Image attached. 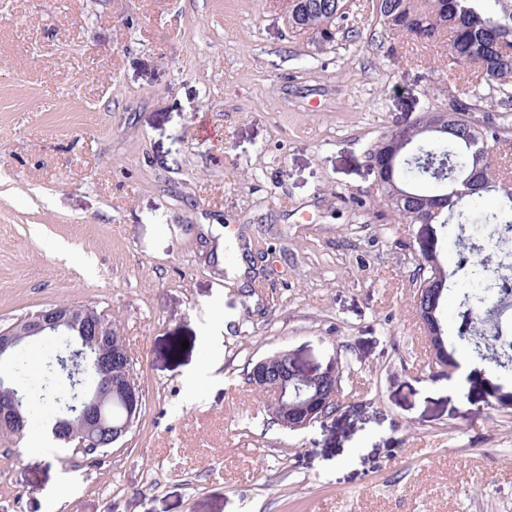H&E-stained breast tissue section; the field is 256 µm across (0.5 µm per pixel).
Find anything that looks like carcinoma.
<instances>
[{
  "mask_svg": "<svg viewBox=\"0 0 512 512\" xmlns=\"http://www.w3.org/2000/svg\"><path fill=\"white\" fill-rule=\"evenodd\" d=\"M311 5L309 24L322 37L329 35L323 28L328 15L324 5L328 0H307ZM378 12L384 26L402 33L422 44H434L442 35L441 25L448 30V80L458 72L476 69L484 78L498 84L503 94L512 98V0H429L417 6L415 0H378ZM505 126L494 122L469 124L448 134L417 132L416 127L400 130L379 141L370 152L378 161L393 139L404 143L393 167L383 173L385 182L406 189L421 197L414 203H394L389 209L402 224H421L427 216L421 205L427 203L441 210L434 216L426 247L421 251L423 266L416 276V288L430 284L441 289L439 313H444L450 288L448 271L443 263L432 264L440 258L441 239L448 225L457 226L454 250L448 263L454 271H463L472 288L460 294L458 318H468L469 338L460 339L459 350L448 352L445 366L456 365L455 353L473 352L491 368L506 375L512 374V342L503 338L500 297L495 291L500 279L499 270L505 267L500 258L503 246L512 242V180L496 191L484 189L453 195L457 183L470 176L477 166L473 143L485 146V170L491 169L492 155L504 142ZM485 228L482 237L467 234V225ZM96 352L88 350L78 374L83 384L96 380L92 365ZM44 388L52 399H66L69 379L54 369L52 362L44 365Z\"/></svg>",
  "mask_w": 512,
  "mask_h": 512,
  "instance_id": "cac0c4a2",
  "label": "carcinoma"
}]
</instances>
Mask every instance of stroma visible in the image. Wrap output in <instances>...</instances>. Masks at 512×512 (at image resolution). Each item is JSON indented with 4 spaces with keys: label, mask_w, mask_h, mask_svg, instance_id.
<instances>
[{
    "label": "stroma",
    "mask_w": 512,
    "mask_h": 512,
    "mask_svg": "<svg viewBox=\"0 0 512 512\" xmlns=\"http://www.w3.org/2000/svg\"><path fill=\"white\" fill-rule=\"evenodd\" d=\"M332 40L286 0H0V327L104 310L146 408L101 459L1 446L0 512H512V376L432 368L412 315L420 227L369 151L448 105L447 42L348 0ZM480 87L479 121L512 119ZM336 365L341 403L289 431L249 362ZM69 477L64 500L52 488Z\"/></svg>",
    "instance_id": "obj_1"
}]
</instances>
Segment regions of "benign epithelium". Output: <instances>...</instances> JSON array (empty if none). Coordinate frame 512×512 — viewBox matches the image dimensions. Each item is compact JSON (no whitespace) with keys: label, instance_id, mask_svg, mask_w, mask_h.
<instances>
[{"label":"benign epithelium","instance_id":"1","mask_svg":"<svg viewBox=\"0 0 512 512\" xmlns=\"http://www.w3.org/2000/svg\"><path fill=\"white\" fill-rule=\"evenodd\" d=\"M293 27L308 29L305 22L307 10L305 0H286ZM464 121L459 112H436L427 129L446 132ZM438 298L418 305L420 325L433 339L432 352L444 349L443 326L437 316ZM41 336H64L70 345L68 355L59 365L70 367L84 358L85 348H97L99 356L96 368L100 381L80 390L78 405H66L65 415L59 421L57 433L67 443L74 445V453H83L93 439L109 437L113 440L125 435L132 415L140 408L139 388L121 376L119 367L133 363L124 337L113 335L112 326L100 315H94L78 304H57L46 307L32 315L17 320L0 329V364L12 360L17 349L25 342ZM335 368L315 367L305 373L293 367L284 373L270 368L267 362L259 361L252 376L263 393L269 395L265 407L288 422L291 429H304L329 418L327 406L340 404L341 386L334 378ZM317 382V390L308 394L296 386L303 379ZM26 394L12 380L0 374V429L20 431L28 424L23 401ZM118 403L124 414H112V405Z\"/></svg>","mask_w":512,"mask_h":512}]
</instances>
